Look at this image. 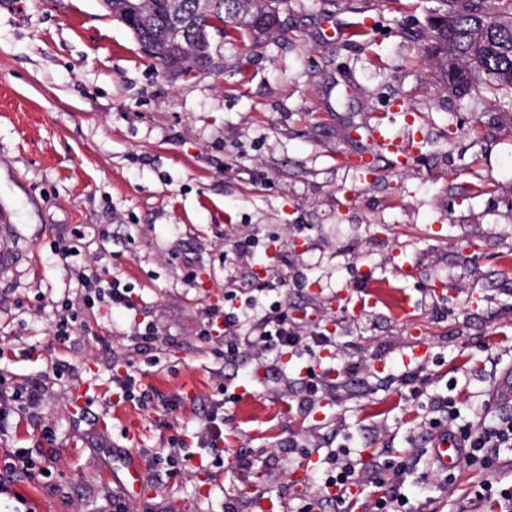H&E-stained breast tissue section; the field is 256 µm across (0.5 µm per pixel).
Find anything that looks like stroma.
<instances>
[{"instance_id":"1","label":"stroma","mask_w":512,"mask_h":512,"mask_svg":"<svg viewBox=\"0 0 512 512\" xmlns=\"http://www.w3.org/2000/svg\"><path fill=\"white\" fill-rule=\"evenodd\" d=\"M438 6L284 0L280 28L182 77L99 0H0V223L22 252L0 276V375L45 387L0 433V464L17 448L36 462L0 485V512H366L373 488L338 505L320 480L336 448L407 462L413 512H497L474 497L482 471L433 463L428 402L453 396L464 423L512 409L495 395L512 367V88L448 92L427 38ZM379 122L415 152H381ZM247 234L258 260L225 272L226 244ZM90 264L130 282L135 309L85 305ZM375 281L413 311L361 304ZM243 292L333 349L226 355L200 337L204 311ZM140 322L159 330L148 354ZM128 372L152 404L117 396ZM173 446L189 461L168 463ZM132 460L138 493L122 488Z\"/></svg>"}]
</instances>
